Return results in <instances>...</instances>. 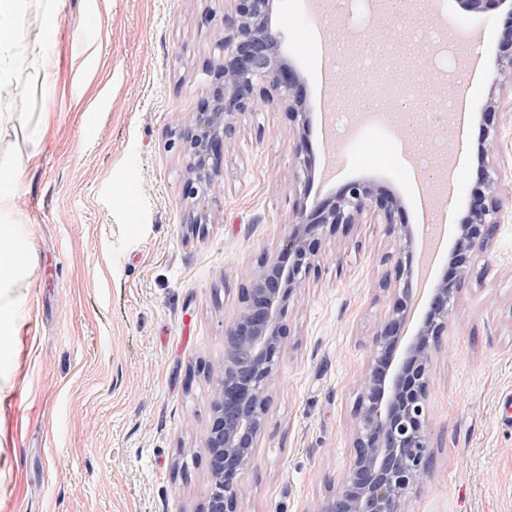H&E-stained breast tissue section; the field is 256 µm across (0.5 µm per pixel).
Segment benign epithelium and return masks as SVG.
Segmentation results:
<instances>
[{"instance_id":"7a95c632","label":"benign epithelium","mask_w":512,"mask_h":512,"mask_svg":"<svg viewBox=\"0 0 512 512\" xmlns=\"http://www.w3.org/2000/svg\"><path fill=\"white\" fill-rule=\"evenodd\" d=\"M276 9L277 0H224L219 56L205 67L206 95L174 131L186 156L183 196L201 199L222 176L227 141L259 105L274 104L294 122L293 153L304 183L288 230L275 252L258 258L239 289L235 312L224 321V357L202 441L210 488L193 512H241V481L255 466L256 443L267 422L271 392L280 381V359L290 336L289 299L318 259L315 247L321 238L341 225L362 223L370 213L386 224L397 245L399 280L381 283L392 290L395 303L373 332L359 378L353 462L316 512H405L408 495L424 483L433 465L426 415L433 357L471 275L472 257L486 249L503 216L494 121L502 110V78L512 72V30L503 36L491 71L488 129L475 152L477 176L466 190L467 215L448 250L450 271L437 279L409 334L417 232L405 223L400 200L372 183L347 182L331 196L308 203L316 170L308 139L311 112L303 78L283 53V34L273 24Z\"/></svg>"}]
</instances>
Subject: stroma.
<instances>
[{
	"mask_svg": "<svg viewBox=\"0 0 512 512\" xmlns=\"http://www.w3.org/2000/svg\"><path fill=\"white\" fill-rule=\"evenodd\" d=\"M320 0H282L283 49L300 71L314 121L309 198L372 181L401 200L408 223L425 221L432 193L418 156L463 154L454 191L438 195L447 227L459 224L488 81L466 85L475 113L465 143L457 113L443 142L414 140L399 119L360 120L337 138L328 113L347 86L376 76L362 68L324 83L329 48L316 18ZM214 19L202 23L205 11ZM42 0H26V56L10 82L24 109L0 96V155L24 160L17 181L14 247L38 265L22 285L21 331L0 352L14 386L0 415L15 427L0 448V512H191L208 491L199 448L224 353V319L262 251H274L298 185L286 112H255L224 150L223 175L202 202L183 199L186 171L170 147L176 117L207 90L205 62L217 55L224 0H66L46 28ZM500 7L438 13L496 46ZM57 61L44 80L40 57ZM51 129L28 159L33 115ZM504 220L455 305L433 358L427 400L433 468L406 512H512V180L501 185ZM203 210V232L187 227ZM395 246L381 224L339 229L289 304L290 336L280 362L256 464L241 482L242 512H313L353 460L357 379L375 326L394 303Z\"/></svg>",
	"mask_w": 512,
	"mask_h": 512,
	"instance_id": "1",
	"label": "stroma"
}]
</instances>
